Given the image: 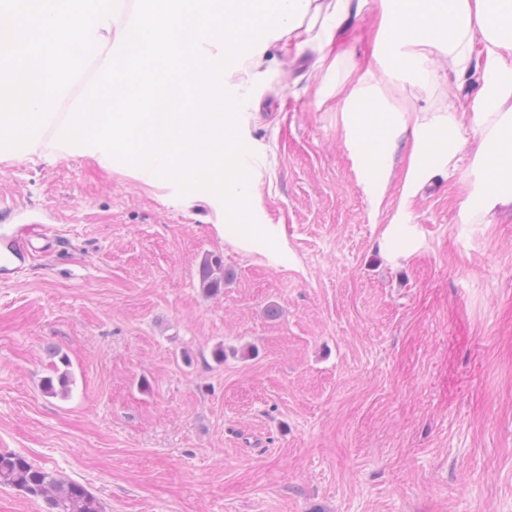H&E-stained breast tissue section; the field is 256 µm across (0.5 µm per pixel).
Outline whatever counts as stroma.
Wrapping results in <instances>:
<instances>
[{"label": "stroma", "mask_w": 512, "mask_h": 512, "mask_svg": "<svg viewBox=\"0 0 512 512\" xmlns=\"http://www.w3.org/2000/svg\"><path fill=\"white\" fill-rule=\"evenodd\" d=\"M379 34L365 0L337 69L274 45L258 78L226 73L269 249L235 246L174 183L0 160V225L65 239L0 283V452L104 512H512V204L471 207L480 129L454 162H410L482 72L386 74ZM367 69L395 114L374 169L336 92ZM209 255L232 273L216 295ZM229 273L224 269L223 261L217 256L204 259L200 269V282L204 290L217 293L224 287Z\"/></svg>", "instance_id": "stroma-1"}]
</instances>
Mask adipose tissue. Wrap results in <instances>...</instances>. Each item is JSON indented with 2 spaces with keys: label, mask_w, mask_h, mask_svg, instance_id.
<instances>
[{
  "label": "adipose tissue",
  "mask_w": 512,
  "mask_h": 512,
  "mask_svg": "<svg viewBox=\"0 0 512 512\" xmlns=\"http://www.w3.org/2000/svg\"><path fill=\"white\" fill-rule=\"evenodd\" d=\"M384 55L406 67L419 80L439 79V62L464 73L475 56L484 72L496 73L484 82L477 102L450 108L419 140V158L431 155L454 159L465 142V130L481 125V167L484 186L473 205L488 213L512 203V0H377ZM351 6V0H309L299 27L284 34L285 45L302 51L317 43L320 64L336 68L330 52ZM364 74L348 98L350 122L363 144L362 159L376 166L377 144L390 140L393 124L385 100Z\"/></svg>",
  "instance_id": "obj_1"
}]
</instances>
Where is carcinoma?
Segmentation results:
<instances>
[{"instance_id":"obj_1","label":"carcinoma","mask_w":512,"mask_h":512,"mask_svg":"<svg viewBox=\"0 0 512 512\" xmlns=\"http://www.w3.org/2000/svg\"><path fill=\"white\" fill-rule=\"evenodd\" d=\"M228 277L219 257L204 259L200 269L203 289L217 293ZM0 486L42 498L51 512H103L100 502L84 485L62 480L17 453H0Z\"/></svg>"}]
</instances>
